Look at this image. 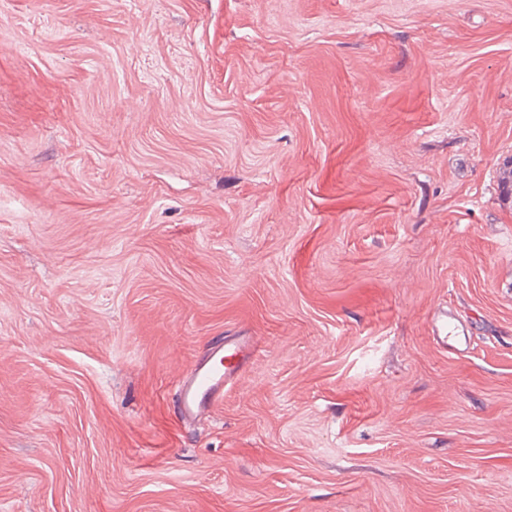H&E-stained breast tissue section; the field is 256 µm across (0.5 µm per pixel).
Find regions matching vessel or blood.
Masks as SVG:
<instances>
[{"label": "vessel or blood", "mask_w": 512, "mask_h": 512, "mask_svg": "<svg viewBox=\"0 0 512 512\" xmlns=\"http://www.w3.org/2000/svg\"><path fill=\"white\" fill-rule=\"evenodd\" d=\"M463 322L452 313L433 323L432 338L440 346L461 343ZM253 353L249 340L235 337L198 359L183 375L179 385L183 420L211 414L224 399V388L243 370Z\"/></svg>", "instance_id": "b4317fda"}]
</instances>
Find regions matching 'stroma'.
Masks as SVG:
<instances>
[{"label": "stroma", "mask_w": 512, "mask_h": 512, "mask_svg": "<svg viewBox=\"0 0 512 512\" xmlns=\"http://www.w3.org/2000/svg\"><path fill=\"white\" fill-rule=\"evenodd\" d=\"M510 159L512 0H0V512H512ZM431 333L436 344L443 348H447L448 345H460L462 344L461 334H464V324L455 314L446 313L433 323ZM252 353L249 340L235 337L198 359L184 373L179 385L183 421L210 415L224 400V386L237 378Z\"/></svg>", "instance_id": "stroma-1"}]
</instances>
